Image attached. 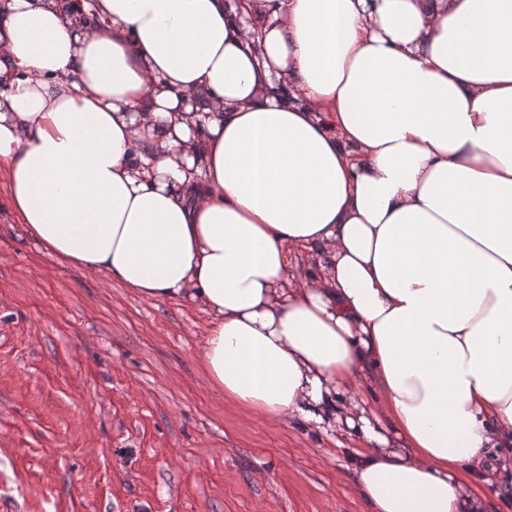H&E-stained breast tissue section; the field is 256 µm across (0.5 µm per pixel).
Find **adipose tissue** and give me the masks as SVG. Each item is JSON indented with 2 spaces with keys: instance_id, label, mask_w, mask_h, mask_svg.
<instances>
[{
  "instance_id": "obj_1",
  "label": "adipose tissue",
  "mask_w": 512,
  "mask_h": 512,
  "mask_svg": "<svg viewBox=\"0 0 512 512\" xmlns=\"http://www.w3.org/2000/svg\"><path fill=\"white\" fill-rule=\"evenodd\" d=\"M0 180L71 267L206 311L226 398L355 434L369 512H486L512 0H0Z\"/></svg>"
}]
</instances>
